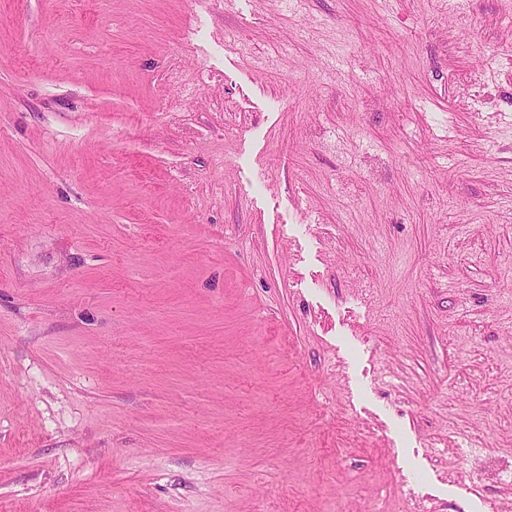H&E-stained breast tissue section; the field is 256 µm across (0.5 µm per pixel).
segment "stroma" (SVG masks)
Instances as JSON below:
<instances>
[{
    "label": "stroma",
    "instance_id": "stroma-1",
    "mask_svg": "<svg viewBox=\"0 0 512 512\" xmlns=\"http://www.w3.org/2000/svg\"><path fill=\"white\" fill-rule=\"evenodd\" d=\"M0 512H512V0H0Z\"/></svg>",
    "mask_w": 512,
    "mask_h": 512
}]
</instances>
